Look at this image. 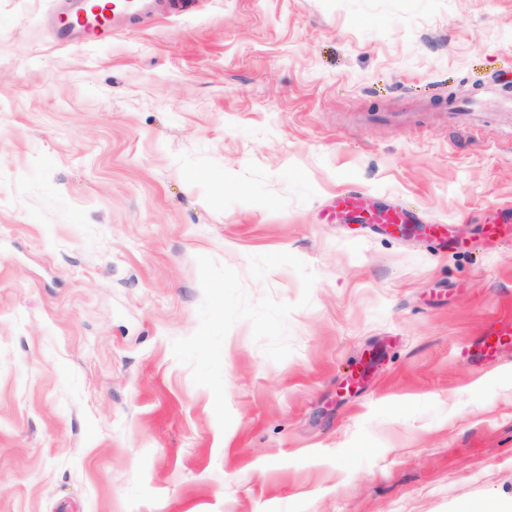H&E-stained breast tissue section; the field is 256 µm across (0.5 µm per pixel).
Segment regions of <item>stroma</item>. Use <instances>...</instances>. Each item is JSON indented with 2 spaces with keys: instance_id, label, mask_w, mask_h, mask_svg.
<instances>
[{
  "instance_id": "stroma-1",
  "label": "stroma",
  "mask_w": 512,
  "mask_h": 512,
  "mask_svg": "<svg viewBox=\"0 0 512 512\" xmlns=\"http://www.w3.org/2000/svg\"><path fill=\"white\" fill-rule=\"evenodd\" d=\"M53 10L0 0V512L512 503V0ZM112 10L97 12L91 0H61L67 5L61 14L53 33L55 40L67 44L79 34L85 43L94 41L101 35L117 32L126 23L134 22L143 16L160 18L172 14L175 3L170 0H109ZM68 17L72 23L62 20ZM511 341L512 318L503 317L483 332L471 356V362L478 366L493 362L500 346Z\"/></svg>"
}]
</instances>
